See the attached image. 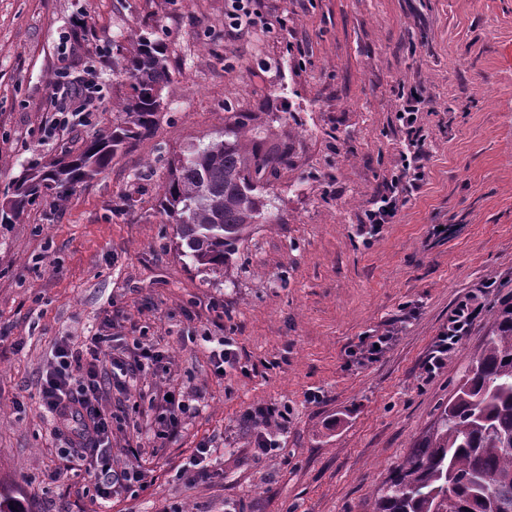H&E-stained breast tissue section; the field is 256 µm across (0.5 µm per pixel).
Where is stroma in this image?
<instances>
[{
	"label": "stroma",
	"mask_w": 512,
	"mask_h": 512,
	"mask_svg": "<svg viewBox=\"0 0 512 512\" xmlns=\"http://www.w3.org/2000/svg\"><path fill=\"white\" fill-rule=\"evenodd\" d=\"M226 0H0V187L35 159L111 128L126 88L112 57L152 33L170 81L155 128L65 202L37 201L0 226V488L21 512H96L95 480L62 454L38 403L50 352L103 333L126 357L134 340L164 359L126 392L112 467L140 482L112 512H366L453 396L492 323L512 299V0H261L254 24L224 25ZM97 59L102 98L89 123L50 141V81ZM434 109L425 179L394 223L365 234L358 216L400 165L401 87ZM230 112L256 115L266 143L289 148L270 176L280 221L256 225L227 280L177 255L156 197L171 162L208 142ZM449 224L448 237L431 236ZM482 310L445 369L421 364L457 301ZM406 317L394 345L358 365L349 353ZM230 339L235 365L208 347ZM196 398L177 435H154L152 399ZM318 400H309V392ZM288 409L270 424L277 451L254 455L240 415ZM139 440L140 458L128 455ZM211 447L204 479L181 468Z\"/></svg>",
	"instance_id": "obj_1"
}]
</instances>
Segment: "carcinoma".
Wrapping results in <instances>:
<instances>
[{"instance_id":"cac0c4a2","label":"carcinoma","mask_w":512,"mask_h":512,"mask_svg":"<svg viewBox=\"0 0 512 512\" xmlns=\"http://www.w3.org/2000/svg\"><path fill=\"white\" fill-rule=\"evenodd\" d=\"M127 92L113 105L112 128L77 151L23 168L0 195V224H13L43 195L58 200L95 180L119 153L147 135L164 106L167 48L140 36L112 59ZM252 112H231L224 131L173 161L157 201L160 223L175 229L176 250L216 277L227 273L253 225L276 224L267 175L289 150L265 149ZM492 325L464 368L456 392L376 492L371 512H512V301L491 306Z\"/></svg>"}]
</instances>
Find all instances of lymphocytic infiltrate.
Masks as SVG:
<instances>
[{
    "label": "lymphocytic infiltrate",
    "mask_w": 512,
    "mask_h": 512,
    "mask_svg": "<svg viewBox=\"0 0 512 512\" xmlns=\"http://www.w3.org/2000/svg\"><path fill=\"white\" fill-rule=\"evenodd\" d=\"M51 103L55 110L53 129L70 128L73 121L88 118L94 108L98 92L96 67L84 69L82 75L72 76L66 69L55 72L51 81ZM399 119L407 128L402 166L390 180L379 185L363 210L359 221L380 229L393 223L400 205L406 203L422 187L425 177L424 162L429 156V145L418 126V114L430 106L423 88L412 86L401 90ZM478 315L473 295L461 299L448 316V325L432 342L421 364L426 376H434L446 364L450 354L466 336ZM53 365L40 385L38 399L44 409L60 425L70 429L66 439L69 456L81 461L86 471L95 473L99 482L97 495L103 512H109L116 489L137 481L135 469L115 471L110 465L112 417L99 406L103 381L126 386L128 379L162 360L159 351L149 344L138 346L134 362H126L116 354L112 339L102 333L88 337L79 348L69 342L58 343L53 350Z\"/></svg>",
    "instance_id": "1"
}]
</instances>
